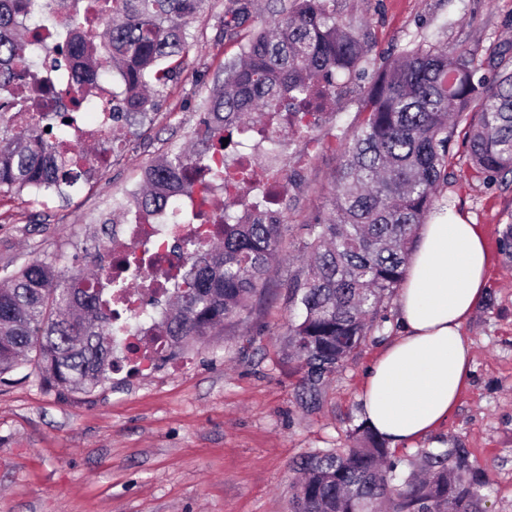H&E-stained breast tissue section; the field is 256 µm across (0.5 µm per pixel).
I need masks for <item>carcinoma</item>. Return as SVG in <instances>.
<instances>
[{
    "instance_id": "obj_1",
    "label": "carcinoma",
    "mask_w": 512,
    "mask_h": 512,
    "mask_svg": "<svg viewBox=\"0 0 512 512\" xmlns=\"http://www.w3.org/2000/svg\"><path fill=\"white\" fill-rule=\"evenodd\" d=\"M205 0H92L88 29L43 31L29 22L34 0H0V196L71 185L86 159L64 146L65 119L90 102V86L106 72L124 85L112 109L123 130L148 117L187 52L186 27ZM220 21L236 36L253 21V0H233ZM49 39L54 54L34 61L32 43ZM368 29L356 30L336 0H285L224 62V80L206 101L204 147L168 152L148 168L130 204L151 215L164 192L179 189L214 207V183H232L222 167L226 147L247 133L272 139L274 128L306 132L338 95L336 75L359 72L372 51ZM35 71H70L75 86L38 80ZM363 118L341 151L329 203L298 248L300 269L288 278L287 357L301 371L300 405L320 404L324 380L353 356L375 326L381 304L406 276L420 225L448 182L459 123L469 128L472 178L490 186L512 175V70L477 47L443 51L409 42L367 92ZM50 131H45V128ZM224 233L203 230L187 241V259L171 292L174 309L152 331L181 351L235 329L268 290L281 258L284 215L260 204L221 213ZM128 316L112 305V287L80 293L60 287L52 261L20 266L0 283V377L34 367L51 388L91 393L112 371V321ZM293 512H478L486 484L464 448L425 451L416 468L393 483L396 466L384 439L368 425L342 452L300 463Z\"/></svg>"
}]
</instances>
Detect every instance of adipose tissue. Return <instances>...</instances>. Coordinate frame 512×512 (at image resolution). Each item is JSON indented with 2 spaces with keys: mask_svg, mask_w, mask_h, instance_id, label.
<instances>
[{
  "mask_svg": "<svg viewBox=\"0 0 512 512\" xmlns=\"http://www.w3.org/2000/svg\"><path fill=\"white\" fill-rule=\"evenodd\" d=\"M479 225L449 208L422 225L398 298L402 333L373 363L361 393L365 421L409 446L447 420L466 387L471 347L462 329L488 287Z\"/></svg>",
  "mask_w": 512,
  "mask_h": 512,
  "instance_id": "1",
  "label": "adipose tissue"
}]
</instances>
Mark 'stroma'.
Returning a JSON list of instances; mask_svg holds the SVG:
<instances>
[{
  "label": "stroma",
  "mask_w": 512,
  "mask_h": 512,
  "mask_svg": "<svg viewBox=\"0 0 512 512\" xmlns=\"http://www.w3.org/2000/svg\"><path fill=\"white\" fill-rule=\"evenodd\" d=\"M231 0H206L187 28L179 74L160 90L150 120L125 129V144L96 180L49 192L0 197V278L17 266L55 261L65 277L91 273L101 236L98 214L124 204L160 154L196 141L203 103L239 38L218 36ZM353 25L369 26L374 50L360 78L339 76L331 113L314 131L315 154L302 155L289 187L283 257L272 280L285 282L299 263L303 226L322 211L339 163L341 140L360 120L372 79L386 56L407 42L478 46L503 53L512 69V0H339ZM439 199L481 225L492 255L483 302L463 328L471 379L456 410L413 447L392 450L408 471L423 449L460 446L477 460L487 485L482 512H512V259L498 240L512 219V178L485 187L471 176L461 141ZM397 301L357 354L323 385L315 410L298 400L300 375L283 354L290 313L283 300L262 305L234 333L187 350V370L108 379L85 394L44 386L31 367L0 381V512H292L296 468L315 453L349 447L363 421L366 373L397 335Z\"/></svg>",
  "instance_id": "obj_1"
}]
</instances>
